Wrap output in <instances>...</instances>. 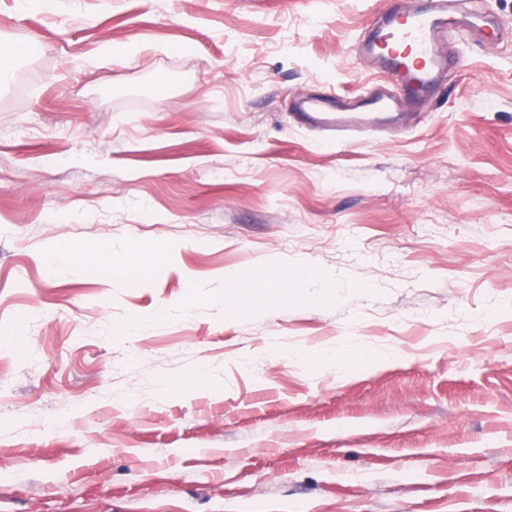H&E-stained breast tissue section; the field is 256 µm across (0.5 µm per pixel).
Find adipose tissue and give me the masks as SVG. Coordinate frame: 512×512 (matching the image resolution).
I'll list each match as a JSON object with an SVG mask.
<instances>
[{
  "instance_id": "adipose-tissue-1",
  "label": "adipose tissue",
  "mask_w": 512,
  "mask_h": 512,
  "mask_svg": "<svg viewBox=\"0 0 512 512\" xmlns=\"http://www.w3.org/2000/svg\"><path fill=\"white\" fill-rule=\"evenodd\" d=\"M322 278L319 271L307 269L298 273L283 266L269 268L259 277L242 273L235 277V286L230 295L224 296L223 303L239 311L255 310L271 300L287 301L298 288Z\"/></svg>"
}]
</instances>
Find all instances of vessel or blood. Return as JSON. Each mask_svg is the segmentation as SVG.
<instances>
[{
	"instance_id": "vessel-or-blood-1",
	"label": "vessel or blood",
	"mask_w": 512,
	"mask_h": 512,
	"mask_svg": "<svg viewBox=\"0 0 512 512\" xmlns=\"http://www.w3.org/2000/svg\"><path fill=\"white\" fill-rule=\"evenodd\" d=\"M464 25V20L449 14L447 0H393L365 51L399 86L400 96L375 90L352 112L343 111L332 98L301 97L296 102L297 123L347 136L403 120L404 109L424 106L432 85L449 66L459 65V58L444 52L443 42Z\"/></svg>"
}]
</instances>
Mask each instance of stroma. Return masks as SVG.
<instances>
[{
	"mask_svg": "<svg viewBox=\"0 0 512 512\" xmlns=\"http://www.w3.org/2000/svg\"><path fill=\"white\" fill-rule=\"evenodd\" d=\"M389 4L0 0V512H512V0L404 131L298 125ZM272 264L327 277L225 311ZM347 357L350 361L344 364L343 361ZM322 358L329 363H339L346 372H349L354 366L371 361L390 362L395 358V354L392 350L370 351L361 347H354L347 352L344 358H341L335 348H329L324 351Z\"/></svg>",
	"mask_w": 512,
	"mask_h": 512,
	"instance_id": "obj_1",
	"label": "stroma"
}]
</instances>
